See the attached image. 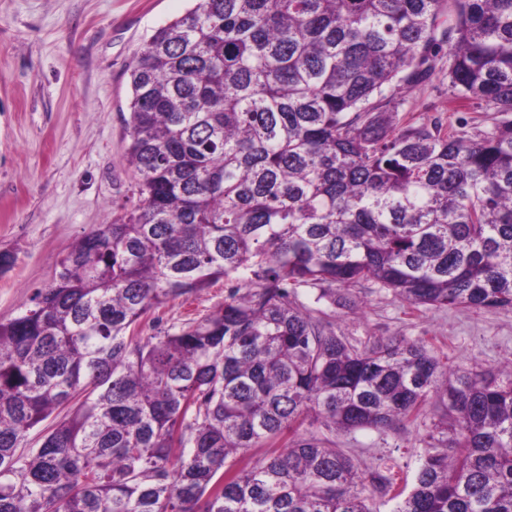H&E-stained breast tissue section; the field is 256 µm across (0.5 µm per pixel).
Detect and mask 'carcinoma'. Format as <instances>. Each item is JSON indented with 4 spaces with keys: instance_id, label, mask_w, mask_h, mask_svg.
I'll return each mask as SVG.
<instances>
[{
    "instance_id": "1",
    "label": "carcinoma",
    "mask_w": 512,
    "mask_h": 512,
    "mask_svg": "<svg viewBox=\"0 0 512 512\" xmlns=\"http://www.w3.org/2000/svg\"><path fill=\"white\" fill-rule=\"evenodd\" d=\"M443 69L489 129L398 124ZM130 85L136 202L0 320V512H372L395 463L324 432L432 397L395 512H512V366L355 346L296 293L512 309V0H194ZM220 279L224 305L141 336Z\"/></svg>"
}]
</instances>
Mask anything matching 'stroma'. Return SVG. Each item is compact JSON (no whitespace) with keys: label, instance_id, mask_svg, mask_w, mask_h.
I'll return each mask as SVG.
<instances>
[{"label":"stroma","instance_id":"1","mask_svg":"<svg viewBox=\"0 0 512 512\" xmlns=\"http://www.w3.org/2000/svg\"><path fill=\"white\" fill-rule=\"evenodd\" d=\"M191 0H0V252L12 267L0 273V318L23 311L54 278L57 261L97 225L110 222L130 195L129 69L154 31L181 16ZM400 122L459 119L481 129L490 113L448 106V78L435 75L405 92ZM223 283L160 309L162 327L199 319L224 302ZM299 298L332 318L353 344L389 336L423 342L435 356L473 370L512 361V309L409 306L366 283L349 292L355 307ZM433 420L425 410L396 429L338 434L336 445L361 466L382 455L399 465V485L411 488Z\"/></svg>","mask_w":512,"mask_h":512}]
</instances>
